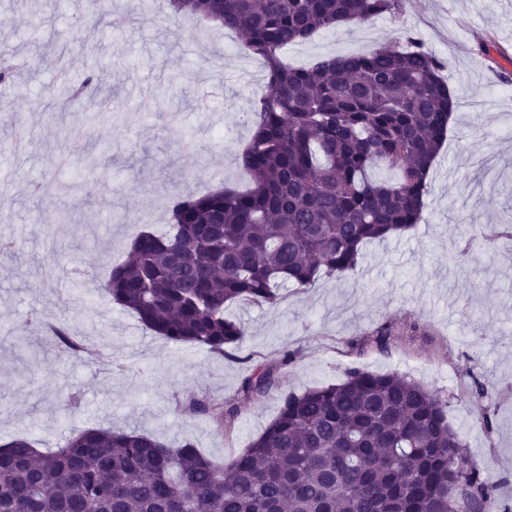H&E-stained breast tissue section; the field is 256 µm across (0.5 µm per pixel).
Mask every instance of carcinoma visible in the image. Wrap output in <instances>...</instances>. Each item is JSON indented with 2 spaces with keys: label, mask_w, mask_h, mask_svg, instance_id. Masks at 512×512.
<instances>
[{
  "label": "carcinoma",
  "mask_w": 512,
  "mask_h": 512,
  "mask_svg": "<svg viewBox=\"0 0 512 512\" xmlns=\"http://www.w3.org/2000/svg\"><path fill=\"white\" fill-rule=\"evenodd\" d=\"M403 0H167L177 15L243 35L267 69L250 105L254 129L236 159L251 184L179 194L161 233L142 232L96 279L147 329L225 353L245 336L227 304L274 306L288 286L356 270L364 247L413 228L456 99L445 64L406 34L368 53L291 68L281 49L344 21L397 18ZM270 368L241 384L256 402ZM447 404L398 374L350 371L284 396L278 416L239 455L216 463L184 441L86 428L42 452L0 446V512H512L467 457ZM218 428L240 402L183 406Z\"/></svg>",
  "instance_id": "1"
}]
</instances>
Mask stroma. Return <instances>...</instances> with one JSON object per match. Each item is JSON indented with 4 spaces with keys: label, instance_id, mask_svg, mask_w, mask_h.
I'll use <instances>...</instances> for the list:
<instances>
[{
    "label": "stroma",
    "instance_id": "stroma-1",
    "mask_svg": "<svg viewBox=\"0 0 512 512\" xmlns=\"http://www.w3.org/2000/svg\"><path fill=\"white\" fill-rule=\"evenodd\" d=\"M85 11L86 0H0V52L14 66L0 83V145L13 148L0 165V229L16 233L15 251L0 253V445L24 436L45 451L97 426L137 429L171 448L188 440L228 460L276 418L285 394L357 367L405 376L446 401L473 463L512 499V238L492 235L512 224V0H404L401 18L283 49L284 61L304 66L406 30L444 61L457 105L422 222L368 244L355 272L286 288L273 307L230 305L245 336L224 355L146 329L95 278L138 233L165 230L173 196L248 188L236 158L253 132L264 64L241 53L237 31L174 15L163 0H104L100 19ZM93 68L101 85L64 107L66 90ZM38 182L55 189L36 193ZM47 320L65 322L94 359L62 354ZM286 350L296 359L282 367ZM264 365L276 368L277 386L242 403L235 424L178 412L201 394L238 398ZM74 388L83 409L71 415Z\"/></svg>",
    "mask_w": 512,
    "mask_h": 512
}]
</instances>
